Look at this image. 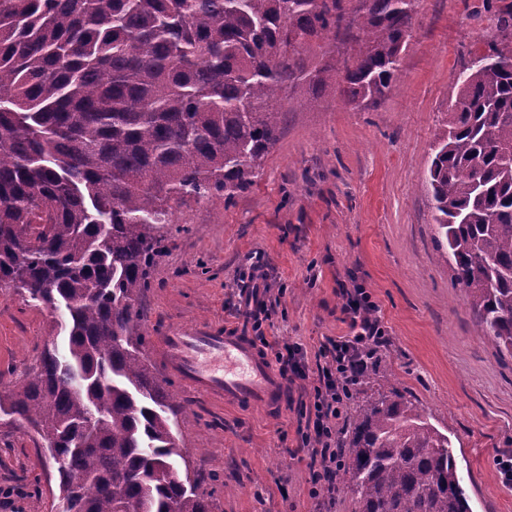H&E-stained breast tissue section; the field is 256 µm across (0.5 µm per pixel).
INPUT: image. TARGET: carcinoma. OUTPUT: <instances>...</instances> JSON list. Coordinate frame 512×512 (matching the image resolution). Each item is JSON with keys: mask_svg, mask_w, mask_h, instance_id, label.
Returning <instances> with one entry per match:
<instances>
[{"mask_svg": "<svg viewBox=\"0 0 512 512\" xmlns=\"http://www.w3.org/2000/svg\"><path fill=\"white\" fill-rule=\"evenodd\" d=\"M415 0H0V283L62 312L65 341L0 414L57 464L62 512H209L140 301L172 204H233L303 80L346 106L391 91ZM458 73L425 188L476 318L512 354V4ZM346 39L352 52H336ZM321 61L309 69L310 56ZM337 482L354 512H471L448 435L394 387L363 396ZM184 466L179 474L175 463Z\"/></svg>", "mask_w": 512, "mask_h": 512, "instance_id": "1", "label": "carcinoma"}]
</instances>
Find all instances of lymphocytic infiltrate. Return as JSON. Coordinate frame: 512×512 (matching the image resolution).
I'll list each match as a JSON object with an SVG mask.
<instances>
[{
    "label": "lymphocytic infiltrate",
    "mask_w": 512,
    "mask_h": 512,
    "mask_svg": "<svg viewBox=\"0 0 512 512\" xmlns=\"http://www.w3.org/2000/svg\"><path fill=\"white\" fill-rule=\"evenodd\" d=\"M342 309L349 321L348 335L328 339L320 354L325 360L322 377L309 405L303 406L302 437L306 446L313 497L333 498L336 474L342 466L338 446L339 421L358 384L360 371L372 364L387 342L386 331L375 314L376 306L363 288L340 287Z\"/></svg>",
    "instance_id": "f902f5d3"
}]
</instances>
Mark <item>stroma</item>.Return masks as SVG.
<instances>
[{
    "label": "stroma",
    "mask_w": 512,
    "mask_h": 512,
    "mask_svg": "<svg viewBox=\"0 0 512 512\" xmlns=\"http://www.w3.org/2000/svg\"><path fill=\"white\" fill-rule=\"evenodd\" d=\"M492 15L484 0H418L397 81L379 105L345 106L333 86L282 98L281 136L254 185L227 207L175 205L141 302L147 352L160 336L197 326L252 334L239 307L255 268L272 286L265 336L299 344L309 366L275 413L172 381L178 433L209 512H353L345 493L327 509L310 496L298 454L319 350L348 332L342 284L363 286L376 303L389 336L377 360L448 435L472 512H512L496 465L512 450V356L477 336L422 187L456 77L485 50ZM57 318L0 287V387L26 378L57 336ZM59 500L41 441L0 417V512H60Z\"/></svg>",
    "instance_id": "1"
}]
</instances>
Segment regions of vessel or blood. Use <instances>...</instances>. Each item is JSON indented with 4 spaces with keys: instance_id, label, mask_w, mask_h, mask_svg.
<instances>
[{
    "instance_id": "obj_1",
    "label": "vessel or blood",
    "mask_w": 512,
    "mask_h": 512,
    "mask_svg": "<svg viewBox=\"0 0 512 512\" xmlns=\"http://www.w3.org/2000/svg\"><path fill=\"white\" fill-rule=\"evenodd\" d=\"M159 349L172 376L221 399L271 412L287 399L285 380L243 333L202 326L162 336Z\"/></svg>"
}]
</instances>
